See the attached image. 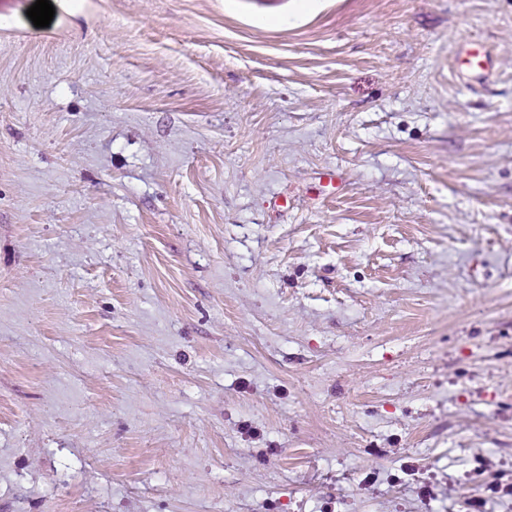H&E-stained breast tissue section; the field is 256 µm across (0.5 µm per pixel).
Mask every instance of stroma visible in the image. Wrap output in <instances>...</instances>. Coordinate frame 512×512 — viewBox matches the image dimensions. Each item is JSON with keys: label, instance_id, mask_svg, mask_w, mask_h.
I'll return each mask as SVG.
<instances>
[{"label": "stroma", "instance_id": "stroma-1", "mask_svg": "<svg viewBox=\"0 0 512 512\" xmlns=\"http://www.w3.org/2000/svg\"><path fill=\"white\" fill-rule=\"evenodd\" d=\"M34 2L0 512H512V0Z\"/></svg>", "mask_w": 512, "mask_h": 512}]
</instances>
